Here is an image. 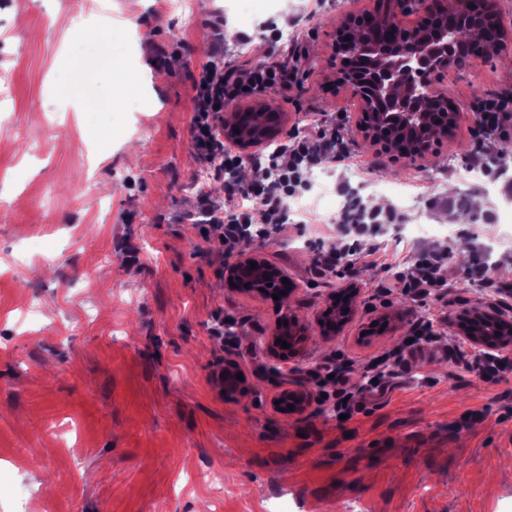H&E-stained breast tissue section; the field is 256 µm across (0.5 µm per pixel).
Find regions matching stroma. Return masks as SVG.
I'll use <instances>...</instances> for the list:
<instances>
[{
	"instance_id": "stroma-1",
	"label": "stroma",
	"mask_w": 512,
	"mask_h": 512,
	"mask_svg": "<svg viewBox=\"0 0 512 512\" xmlns=\"http://www.w3.org/2000/svg\"><path fill=\"white\" fill-rule=\"evenodd\" d=\"M495 3L508 49L429 73L450 100L512 94V0ZM376 11L377 0H0V512H512V371L493 383L450 354L469 345L464 315L512 321V295L490 297L471 273L483 259L512 287L500 274L512 267V154L490 166L493 184L472 179L465 115L421 157L366 140L334 45L350 18ZM218 40L228 69L289 52L290 89L257 96L284 115L273 145L332 116L363 161L321 165L331 192L300 225L230 252L202 211L223 202V183L197 184L192 143ZM124 72L135 81L109 106ZM273 145L264 153L286 165ZM356 182L362 204L456 225V237L394 241L386 224L354 245L397 265L317 275L318 252L343 240L339 191ZM477 195L486 207L465 224L441 205ZM425 246L444 258L445 298L402 292ZM230 257L268 262L293 291L228 287ZM349 288L353 314L324 333L330 298ZM288 314L308 336L276 359L265 341ZM419 322L445 341L406 353L393 390L367 392L339 419L315 371L341 355L360 386L364 366ZM229 362L243 375L233 391L219 377ZM294 385L311 405L286 415L273 401Z\"/></svg>"
}]
</instances>
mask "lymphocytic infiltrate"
Here are the masks:
<instances>
[{
  "mask_svg": "<svg viewBox=\"0 0 512 512\" xmlns=\"http://www.w3.org/2000/svg\"><path fill=\"white\" fill-rule=\"evenodd\" d=\"M292 74L283 59H268L256 64L244 63L232 69L212 64L201 73V85L197 89L194 148L201 160L209 165L215 177L224 181V201L211 206L209 222L226 249L251 233V213L246 200L258 201L264 208L266 220L273 228H282L288 221L287 200L302 184L312 168L331 161L349 165L357 163L356 154L350 149L338 127L318 131L315 135L290 140L282 150L288 156V164L277 167L264 155L250 159L242 157L221 141L215 131V121L225 105L268 89L285 91ZM477 120L471 126L473 137V163L482 165L489 144L512 129V97H498L480 101L473 107ZM249 162L254 171V182L249 190H242L234 172L242 162ZM377 249L360 250L347 245L318 253L316 266L319 271L332 272L338 268L378 265ZM405 292L431 295L448 289V279L443 269L442 255L422 250L402 278Z\"/></svg>",
  "mask_w": 512,
  "mask_h": 512,
  "instance_id": "f902f5d3",
  "label": "lymphocytic infiltrate"
}]
</instances>
